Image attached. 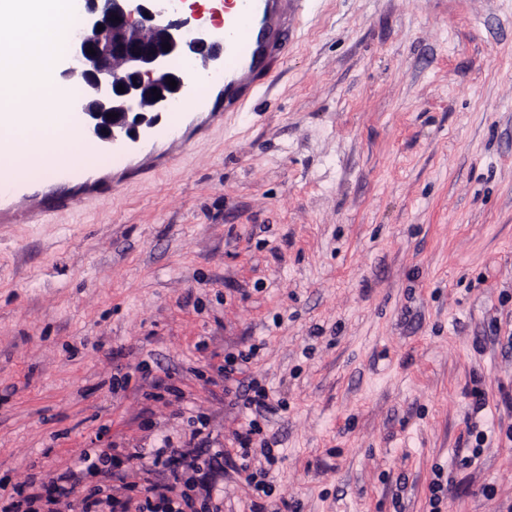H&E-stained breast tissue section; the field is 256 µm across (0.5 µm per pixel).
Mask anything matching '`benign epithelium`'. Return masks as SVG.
<instances>
[{
  "label": "benign epithelium",
  "mask_w": 512,
  "mask_h": 512,
  "mask_svg": "<svg viewBox=\"0 0 512 512\" xmlns=\"http://www.w3.org/2000/svg\"><path fill=\"white\" fill-rule=\"evenodd\" d=\"M155 2L79 0L88 21L73 37L65 74L83 85L77 111L87 115L86 132L101 140L134 137L138 127L152 126L156 118L148 114L168 111L187 86L175 66L188 43L186 22L161 18Z\"/></svg>",
  "instance_id": "7a95c632"
}]
</instances>
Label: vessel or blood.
Listing matches in <instances>:
<instances>
[{
	"instance_id": "vessel-or-blood-1",
	"label": "vessel or blood",
	"mask_w": 512,
	"mask_h": 512,
	"mask_svg": "<svg viewBox=\"0 0 512 512\" xmlns=\"http://www.w3.org/2000/svg\"><path fill=\"white\" fill-rule=\"evenodd\" d=\"M307 0H213L207 12L209 32L222 49L224 65L211 69L197 81L193 93L201 95L206 84L224 82V109L240 111L245 96L256 90L271 66L284 55L289 17L301 16ZM14 114H0V199L23 196V184L6 170L17 144Z\"/></svg>"
}]
</instances>
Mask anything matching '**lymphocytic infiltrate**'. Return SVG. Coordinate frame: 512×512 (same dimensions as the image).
Returning <instances> with one entry per match:
<instances>
[{
  "label": "lymphocytic infiltrate",
  "mask_w": 512,
  "mask_h": 512,
  "mask_svg": "<svg viewBox=\"0 0 512 512\" xmlns=\"http://www.w3.org/2000/svg\"><path fill=\"white\" fill-rule=\"evenodd\" d=\"M247 389L249 394L244 404L253 412L254 418L235 437L236 455L241 461V470L247 473L248 488L257 491L265 488V480L270 477L280 456L273 448L261 447L258 453L263 456L265 465L258 473H250L255 453L250 448L252 437L261 431L257 418L273 412L274 407L267 390L257 381H249ZM224 455L221 448L210 452L187 444L176 446L167 438L157 447L136 449L134 457L140 460L144 477L137 496L119 498L100 487L77 495L82 473L99 474L107 480L114 477L111 454L93 455L85 451L79 457L80 469H67L53 479L46 501L53 505L67 503L70 512H195V501L205 504L223 502L224 491L218 488L214 475L219 471V462Z\"/></svg>",
  "instance_id": "lymphocytic-infiltrate-1"
}]
</instances>
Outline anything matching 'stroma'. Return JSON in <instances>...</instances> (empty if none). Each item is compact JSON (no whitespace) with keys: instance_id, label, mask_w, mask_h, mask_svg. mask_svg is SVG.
<instances>
[{"instance_id":"obj_1","label":"stroma","mask_w":512,"mask_h":512,"mask_svg":"<svg viewBox=\"0 0 512 512\" xmlns=\"http://www.w3.org/2000/svg\"><path fill=\"white\" fill-rule=\"evenodd\" d=\"M313 3L245 111L213 89L49 220L0 217V484L105 448L137 483L198 417L232 448L221 369L255 344L283 512H429L439 473L442 512L512 505V0Z\"/></svg>"}]
</instances>
